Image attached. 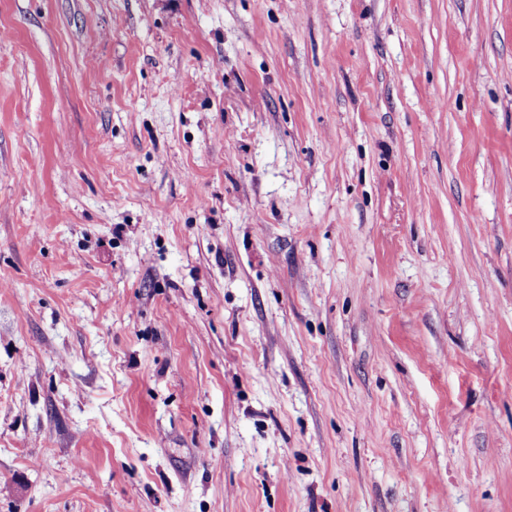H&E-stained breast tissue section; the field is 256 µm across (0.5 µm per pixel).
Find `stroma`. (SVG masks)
<instances>
[{
    "mask_svg": "<svg viewBox=\"0 0 512 512\" xmlns=\"http://www.w3.org/2000/svg\"><path fill=\"white\" fill-rule=\"evenodd\" d=\"M0 512H512V0H0Z\"/></svg>",
    "mask_w": 512,
    "mask_h": 512,
    "instance_id": "1",
    "label": "stroma"
}]
</instances>
